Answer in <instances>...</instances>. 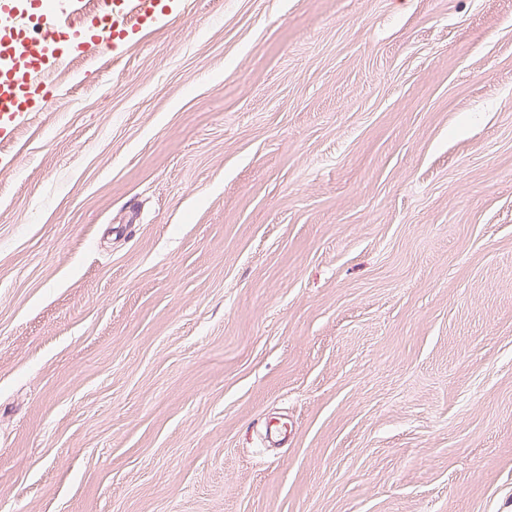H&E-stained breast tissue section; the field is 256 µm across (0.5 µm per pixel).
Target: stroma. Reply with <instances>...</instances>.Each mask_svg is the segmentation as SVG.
Instances as JSON below:
<instances>
[{
  "instance_id": "35a3bbf8",
  "label": "stroma",
  "mask_w": 512,
  "mask_h": 512,
  "mask_svg": "<svg viewBox=\"0 0 512 512\" xmlns=\"http://www.w3.org/2000/svg\"><path fill=\"white\" fill-rule=\"evenodd\" d=\"M0 143V512H512V0H181Z\"/></svg>"
}]
</instances>
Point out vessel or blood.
I'll return each mask as SVG.
<instances>
[{
	"label": "vessel or blood",
	"instance_id": "vessel-or-blood-1",
	"mask_svg": "<svg viewBox=\"0 0 512 512\" xmlns=\"http://www.w3.org/2000/svg\"><path fill=\"white\" fill-rule=\"evenodd\" d=\"M67 8L61 14L46 9L43 0H0V142L35 118L42 86L71 62L65 47L70 37L118 55L132 28L158 26L172 12L168 0H112L100 28L76 31L70 18L83 12V0H67Z\"/></svg>",
	"mask_w": 512,
	"mask_h": 512
}]
</instances>
